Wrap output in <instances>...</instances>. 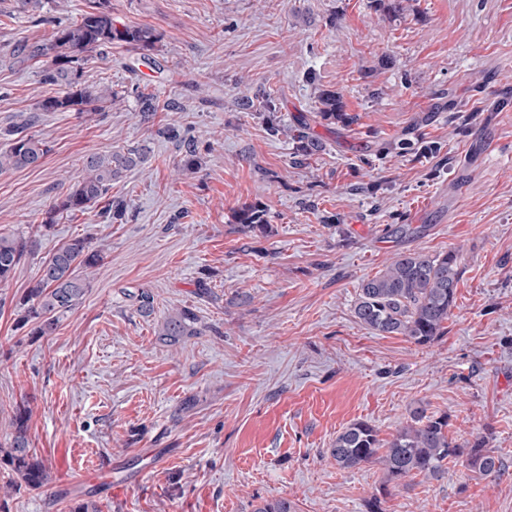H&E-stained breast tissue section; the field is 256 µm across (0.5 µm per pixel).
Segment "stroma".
Segmentation results:
<instances>
[{
  "instance_id": "stroma-1",
  "label": "stroma",
  "mask_w": 512,
  "mask_h": 512,
  "mask_svg": "<svg viewBox=\"0 0 512 512\" xmlns=\"http://www.w3.org/2000/svg\"><path fill=\"white\" fill-rule=\"evenodd\" d=\"M86 0H0V151L18 115L51 94L14 59ZM117 25H147L151 62L116 43L85 67L124 99L102 112H42L41 166L0 173V233L32 240L0 285V443L16 405L52 483L9 485L0 512H512V0H112ZM163 111L142 122L137 89ZM347 121L321 120L327 94ZM308 123L320 151L273 136ZM193 140L199 168L182 167ZM145 149L99 206L40 227L91 150ZM270 232L244 234L243 206ZM93 237L104 265L49 336L17 329L16 302L63 244ZM457 251L463 270L443 334L421 347L353 313L362 279L399 253ZM211 295L198 296V282ZM154 296L143 315L136 296ZM189 307L198 335L159 336ZM447 414L461 443L489 434L503 467L462 461L405 488L380 465L341 470L328 450L350 423L390 438L410 409Z\"/></svg>"
}]
</instances>
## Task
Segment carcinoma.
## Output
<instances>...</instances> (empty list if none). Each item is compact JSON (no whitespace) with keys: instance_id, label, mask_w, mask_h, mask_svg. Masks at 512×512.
<instances>
[{"instance_id":"obj_1","label":"carcinoma","mask_w":512,"mask_h":512,"mask_svg":"<svg viewBox=\"0 0 512 512\" xmlns=\"http://www.w3.org/2000/svg\"><path fill=\"white\" fill-rule=\"evenodd\" d=\"M158 42L155 30L147 26H117L112 18L111 0H88L78 17L57 26L45 42L23 41L13 55L41 63L40 82L57 88L41 99L36 112H101L120 101L122 95L104 82L83 79L84 65L92 54L114 43H124L150 59ZM141 117L149 121L159 110L152 92H137ZM36 116L22 115L7 131L9 143L0 151V173L36 168L50 152L42 139L28 133ZM297 153L308 156L319 150L318 139L304 129L293 136ZM146 160L137 148H111L86 155L81 174L74 184L46 212L44 227L55 223L58 214L85 212L95 203L103 204L100 215L111 223L126 216V204L112 198V185L126 172ZM239 230L246 234L264 233L268 224L264 210L245 206L238 212ZM32 242L24 237L0 234V283L8 281ZM104 255L91 239L78 237L60 247L45 263L42 274L27 288L21 305V322L31 325L30 335L50 336L60 319L83 299L90 286L88 270L102 265ZM459 257L454 251L430 255L422 251L397 256L384 270L362 280L354 303V315L367 329L379 335H401L410 342L425 346L438 339L456 300L460 280ZM195 312L183 307L168 316L162 336L176 343L183 336L197 334ZM30 411L25 404L16 407L14 430L9 442L0 445V466L11 472L14 481L33 491H41L51 482L49 466L31 448L28 430ZM448 414H427L421 405L412 409L409 420L387 440L364 421L349 424L328 449L329 457L340 469L359 468L365 464L381 465L386 481L408 486L419 475L439 478L444 462L461 458L467 467L486 477L501 472V462L488 448V439L477 435L461 444L448 437ZM255 512H297L286 498L266 501Z\"/></svg>"}]
</instances>
